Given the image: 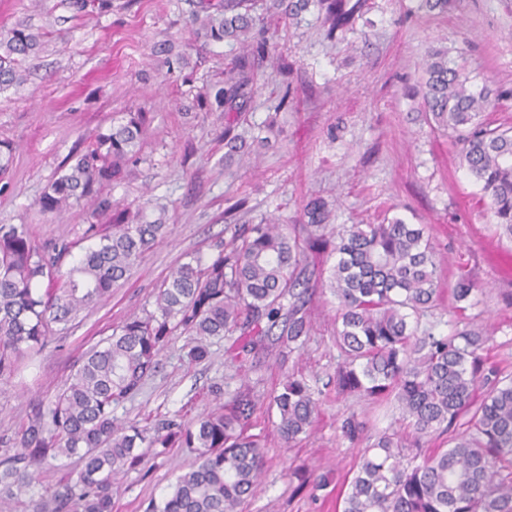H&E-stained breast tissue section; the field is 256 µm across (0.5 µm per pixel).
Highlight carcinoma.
<instances>
[{"label": "carcinoma", "instance_id": "1", "mask_svg": "<svg viewBox=\"0 0 512 512\" xmlns=\"http://www.w3.org/2000/svg\"><path fill=\"white\" fill-rule=\"evenodd\" d=\"M349 0H269L266 10L296 18L314 4L325 11L328 35L354 17ZM251 0H224V12L202 21L206 36L239 46L224 69V87L211 107L229 112L253 93L255 69L272 44L260 35V17ZM40 48L38 35L18 24L0 35V89L19 84L18 65ZM419 86L426 114L451 131L463 165L488 198L499 234L512 240V128L491 127L483 114L498 94L474 90L448 52L433 49L423 62ZM147 117L127 112L98 134L44 192L40 208L60 213L90 201L97 218L112 208L98 197L140 150ZM224 162L246 145L245 137L224 130ZM14 148L0 141V180L8 174ZM309 249L335 256L328 280L336 297L334 345L340 361L334 385L370 404L393 397L402 428L386 431L363 449L357 471L346 482L343 512H512V370L483 356L489 337L469 328L437 335L421 318L439 299V265L425 226L392 218L382 224H330L332 211L320 197L303 208ZM230 237L208 259L198 253L173 268L155 296V309L128 319L119 332L90 348L51 405H36L17 453L0 464V512H10L22 495H35L30 468L48 459L78 457L77 481L34 512H112V476L140 462L139 443L163 450L195 448V464L181 474L147 512H239L264 465V445L245 434L254 405L240 397L229 411L219 406L193 426L169 423L154 431L119 422L113 406L136 394L157 367L162 346L175 335L191 337L195 360L209 344L234 331L265 337L282 326L279 338L301 349L312 331L306 295L313 272L303 266L297 238L277 221L229 224ZM170 233L163 217L144 210L114 213L108 224H89L75 241L38 244L26 224L0 225V377L15 374L26 351H38L90 306L109 297L141 255ZM69 268L62 270L64 261ZM473 282L459 278L453 298L478 304ZM322 390L290 379L270 397L276 428L291 445L312 429ZM456 434L444 452L419 458L406 447L417 438ZM354 444L362 434L355 414L340 426Z\"/></svg>", "mask_w": 512, "mask_h": 512}]
</instances>
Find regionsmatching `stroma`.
Masks as SVG:
<instances>
[{
	"label": "stroma",
	"instance_id": "1",
	"mask_svg": "<svg viewBox=\"0 0 512 512\" xmlns=\"http://www.w3.org/2000/svg\"><path fill=\"white\" fill-rule=\"evenodd\" d=\"M223 2L110 0L80 12L71 0H0V30L24 23L42 34L41 51L21 65L22 82L0 91V139L15 147L0 188V224L29 225L47 244L75 238L90 222L91 204L46 214L41 196L113 120L145 112L150 124L136 161L102 195L121 209L163 215L171 227L107 301L0 379V460L18 450L31 407L53 402L87 349L152 309L164 278L189 254H214L229 224L274 217L292 232L313 196L332 204L338 226L394 216L427 225L441 289L427 322L442 333L482 323L491 362L512 347V241L496 233L452 136L430 126L420 97L408 93L422 81L423 57L441 48L464 65L471 85L500 92L487 121L512 127V0H448L446 10L428 14L418 11V0H360L352 25L332 37L314 5L296 21L265 15L273 50L259 66L255 93L227 116L198 105L223 87L235 52L232 43L207 40L199 21ZM272 117L279 133L269 147L225 165L226 123L255 134ZM462 274L482 291L478 308L453 304ZM307 308L313 331L300 350L269 336L241 356L229 335L213 339L209 359L194 362L189 336L172 337L156 370L114 416L151 429L170 421L187 426L248 385L254 411L247 431L264 441L266 457L242 512H342L337 482L351 479L363 448L400 411L330 388L310 435L282 442L270 395L292 376L327 380L339 362L336 300L324 278ZM349 413L364 425L355 445L340 437ZM144 454L140 466L113 477L112 512H145L196 459L194 449L181 447ZM316 468L328 481L319 491L309 478Z\"/></svg>",
	"mask_w": 512,
	"mask_h": 512
}]
</instances>
